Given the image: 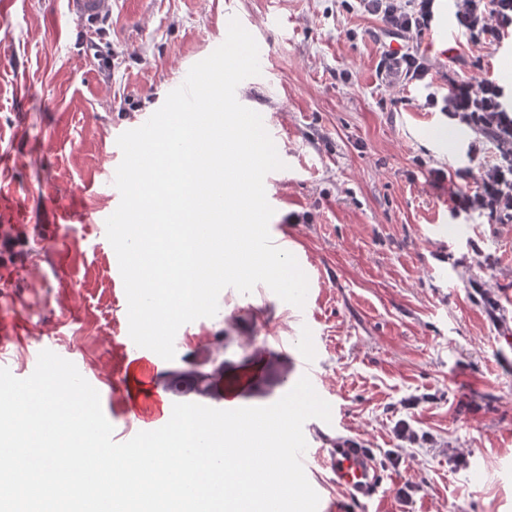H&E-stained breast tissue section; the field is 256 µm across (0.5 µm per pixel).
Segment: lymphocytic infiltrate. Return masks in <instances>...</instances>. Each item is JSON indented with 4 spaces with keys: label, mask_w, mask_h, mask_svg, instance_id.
I'll return each mask as SVG.
<instances>
[{
    "label": "lymphocytic infiltrate",
    "mask_w": 512,
    "mask_h": 512,
    "mask_svg": "<svg viewBox=\"0 0 512 512\" xmlns=\"http://www.w3.org/2000/svg\"><path fill=\"white\" fill-rule=\"evenodd\" d=\"M436 0H357L362 12L378 17L403 46L385 51L377 76L391 86L425 90L427 108L444 112L449 122L470 131L466 168L459 178H474L471 188L450 183L442 170L436 182L448 185L452 216L477 214L492 224H512V90L489 76L449 75L448 92L438 95L431 62L412 42L431 30ZM454 21L468 41L500 47L512 38V0H454Z\"/></svg>",
    "instance_id": "obj_1"
}]
</instances>
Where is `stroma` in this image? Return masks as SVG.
Wrapping results in <instances>:
<instances>
[{
    "mask_svg": "<svg viewBox=\"0 0 512 512\" xmlns=\"http://www.w3.org/2000/svg\"><path fill=\"white\" fill-rule=\"evenodd\" d=\"M262 45L261 73L238 101L260 113L285 169L267 184L272 221L309 280L304 307L266 285L225 288L219 311L187 323L177 355L222 349L225 359L281 358L265 395L244 387L237 407L278 401L309 352L330 422L303 426L306 476L318 512H512V224L453 219L432 170H457L465 130L409 85L376 76L390 34L344 0H112L94 32L67 0H14L0 27V211L16 240L0 252V323L8 352L48 344L75 355L113 427L130 416L125 388L127 301L101 195L114 140L159 109L173 84L223 42L230 18ZM419 45L448 68L479 70L512 88V56ZM357 441L384 476L367 502L336 485L320 461Z\"/></svg>",
    "mask_w": 512,
    "mask_h": 512,
    "instance_id": "1",
    "label": "stroma"
}]
</instances>
